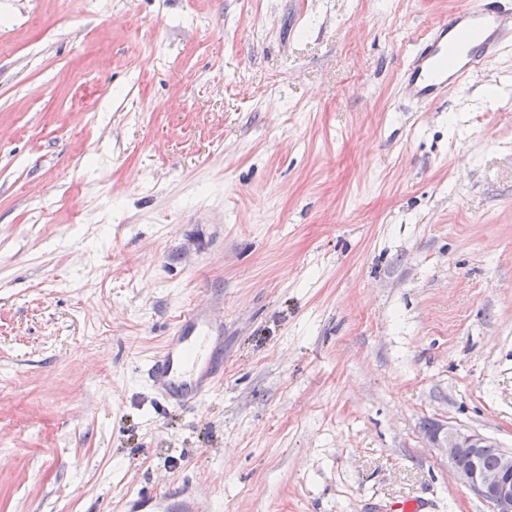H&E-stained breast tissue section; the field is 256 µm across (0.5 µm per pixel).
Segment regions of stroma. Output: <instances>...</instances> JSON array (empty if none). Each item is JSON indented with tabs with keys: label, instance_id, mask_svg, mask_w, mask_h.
Wrapping results in <instances>:
<instances>
[{
	"label": "stroma",
	"instance_id": "1",
	"mask_svg": "<svg viewBox=\"0 0 512 512\" xmlns=\"http://www.w3.org/2000/svg\"><path fill=\"white\" fill-rule=\"evenodd\" d=\"M467 2L0 0V512H491L433 435L512 450V45L401 85ZM210 299L224 376L165 407ZM217 307V302L190 307L145 371L148 385L172 408L203 400L223 375L219 326L211 316ZM110 512H211L212 497L201 488L187 482L182 487H165L155 493L113 498ZM136 510V511H133Z\"/></svg>",
	"mask_w": 512,
	"mask_h": 512
}]
</instances>
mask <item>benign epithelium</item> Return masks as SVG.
<instances>
[{
    "instance_id": "benign-epithelium-1",
    "label": "benign epithelium",
    "mask_w": 512,
    "mask_h": 512,
    "mask_svg": "<svg viewBox=\"0 0 512 512\" xmlns=\"http://www.w3.org/2000/svg\"><path fill=\"white\" fill-rule=\"evenodd\" d=\"M489 442L483 435L454 430L444 436L438 447L451 462L460 453L468 452L470 465L454 467L459 482L488 502L492 512H512V451H502L498 466L486 469L480 463V450Z\"/></svg>"
}]
</instances>
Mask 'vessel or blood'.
<instances>
[{
    "instance_id": "vessel-or-blood-1",
    "label": "vessel or blood",
    "mask_w": 512,
    "mask_h": 512,
    "mask_svg": "<svg viewBox=\"0 0 512 512\" xmlns=\"http://www.w3.org/2000/svg\"><path fill=\"white\" fill-rule=\"evenodd\" d=\"M511 42L512 0H471L430 28L403 68V89L418 101L436 102L449 88L463 87ZM211 311L208 304L190 307L145 371L148 385L170 407L203 400L223 374L219 328ZM109 512H212V497L186 483L112 499Z\"/></svg>"
}]
</instances>
